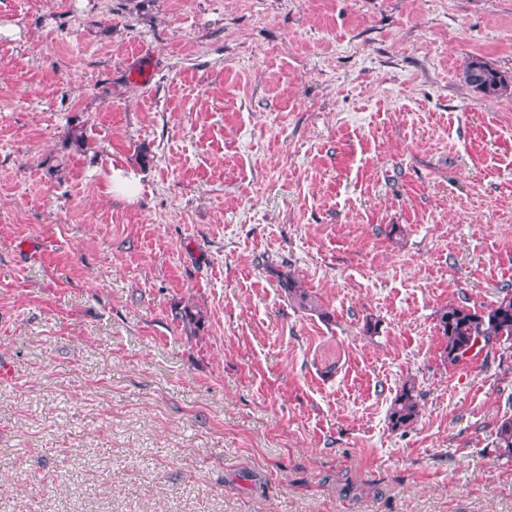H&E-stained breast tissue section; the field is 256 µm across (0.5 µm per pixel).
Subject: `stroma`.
I'll list each match as a JSON object with an SVG mask.
<instances>
[{
	"label": "stroma",
	"mask_w": 512,
	"mask_h": 512,
	"mask_svg": "<svg viewBox=\"0 0 512 512\" xmlns=\"http://www.w3.org/2000/svg\"><path fill=\"white\" fill-rule=\"evenodd\" d=\"M474 55L512 0H0V512H512V348L438 327L512 287ZM112 190L124 196L131 197L138 187V178L132 170L122 167H112ZM419 416V404L414 383H405L388 410V421L392 430H400L412 425Z\"/></svg>",
	"instance_id": "obj_1"
}]
</instances>
